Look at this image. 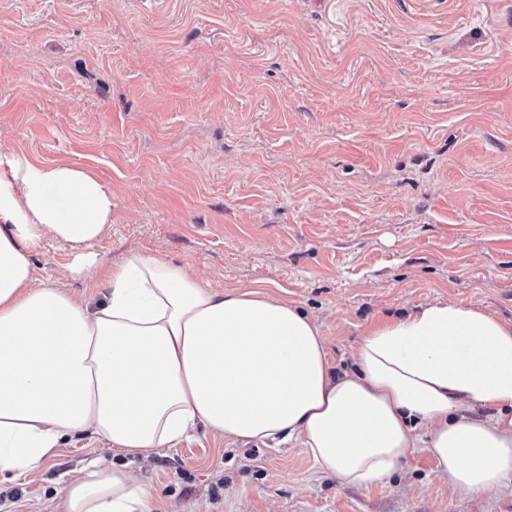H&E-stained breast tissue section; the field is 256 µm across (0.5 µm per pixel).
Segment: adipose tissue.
Returning <instances> with one entry per match:
<instances>
[{
	"label": "adipose tissue",
	"instance_id": "ef3b65f1",
	"mask_svg": "<svg viewBox=\"0 0 512 512\" xmlns=\"http://www.w3.org/2000/svg\"><path fill=\"white\" fill-rule=\"evenodd\" d=\"M111 222L95 175L0 154V482L83 432L147 455L203 427L303 449L344 486L388 481L421 448L455 491L512 490V415L476 413L512 406V321L436 302L370 328L337 373L295 303L135 250L100 263L90 247ZM47 236L69 245V275L99 276L97 307L37 285ZM63 494V512H152L142 478L98 459Z\"/></svg>",
	"mask_w": 512,
	"mask_h": 512
}]
</instances>
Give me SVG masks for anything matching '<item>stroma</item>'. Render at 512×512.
Listing matches in <instances>:
<instances>
[{
    "instance_id": "35a3bbf8",
    "label": "stroma",
    "mask_w": 512,
    "mask_h": 512,
    "mask_svg": "<svg viewBox=\"0 0 512 512\" xmlns=\"http://www.w3.org/2000/svg\"><path fill=\"white\" fill-rule=\"evenodd\" d=\"M0 151L93 172L135 248L224 292L266 288L320 326L334 371L366 329L435 302L512 320V0H0ZM70 248L40 284L98 305ZM138 467L155 512H512L416 449L346 487L298 450L197 429L149 465L77 435L8 512H62L92 459Z\"/></svg>"
}]
</instances>
